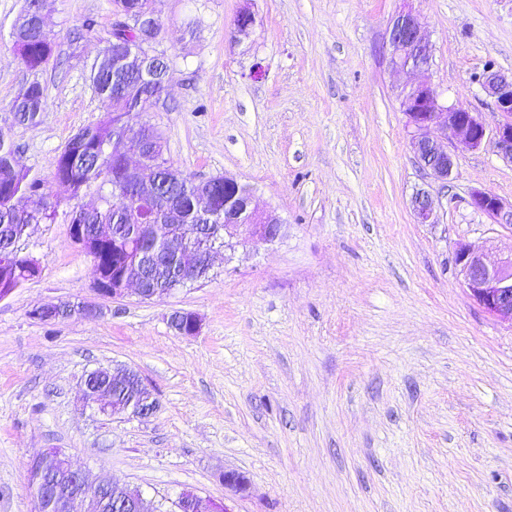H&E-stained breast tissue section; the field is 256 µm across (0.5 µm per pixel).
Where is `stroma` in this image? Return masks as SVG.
Listing matches in <instances>:
<instances>
[{
  "label": "stroma",
  "mask_w": 512,
  "mask_h": 512,
  "mask_svg": "<svg viewBox=\"0 0 512 512\" xmlns=\"http://www.w3.org/2000/svg\"><path fill=\"white\" fill-rule=\"evenodd\" d=\"M21 0H0V136L20 167L53 161L103 105L88 66L106 47L112 0H53L61 66L33 74L11 37ZM242 0H159L171 77L160 102L125 117L154 126L164 156L196 178L229 175L288 234L216 253L208 279L151 302L94 288L90 257L65 219L32 225L19 246L38 277L0 299V512H33L36 452L63 450L162 501L182 492L228 512H512V325L472 299L458 244L512 255V228L469 204L512 200V163L492 146L451 145L441 184L418 167L385 61L401 0H251L249 39L232 38ZM433 43L431 78L449 104L503 119L474 77L512 72V0H413ZM95 30L71 44L87 20ZM36 79L49 109L12 124ZM428 190L439 215L416 223ZM88 302L96 315L40 322L34 307ZM198 315L197 335L168 324ZM136 370L159 402L146 417L82 408L96 369ZM246 475L237 495L221 475ZM414 217L419 224H435L437 216L428 191L418 190L411 200ZM169 326L178 335L193 336L199 332L200 320L195 313L174 311L169 317Z\"/></svg>",
  "instance_id": "stroma-1"
}]
</instances>
